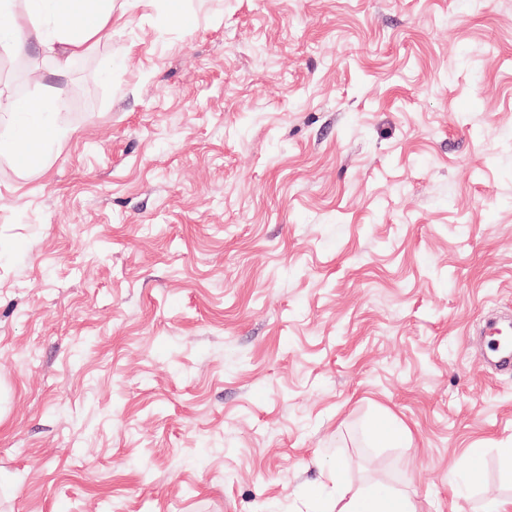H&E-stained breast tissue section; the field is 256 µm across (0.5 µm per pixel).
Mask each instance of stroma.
Masks as SVG:
<instances>
[{"mask_svg":"<svg viewBox=\"0 0 512 512\" xmlns=\"http://www.w3.org/2000/svg\"><path fill=\"white\" fill-rule=\"evenodd\" d=\"M0 153V512L512 500V0H123ZM41 108L34 112L28 101H16L0 104V124L6 123L13 128L10 138L0 136V149L10 150L23 157L27 162L40 159L54 149L58 142V131L43 112L45 103L39 100ZM501 331L502 334L498 332ZM506 327L493 328L488 336L489 351L498 359L502 367H511L512 363V347H510V340L506 336ZM336 512H415L404 496L363 487L349 497L336 487Z\"/></svg>","mask_w":512,"mask_h":512,"instance_id":"obj_1","label":"stroma"}]
</instances>
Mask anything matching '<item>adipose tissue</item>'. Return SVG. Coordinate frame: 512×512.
<instances>
[{
  "label": "adipose tissue",
  "mask_w": 512,
  "mask_h": 512,
  "mask_svg": "<svg viewBox=\"0 0 512 512\" xmlns=\"http://www.w3.org/2000/svg\"><path fill=\"white\" fill-rule=\"evenodd\" d=\"M25 15L17 17L13 0H0V46L18 55L43 52L57 76L69 71L72 60L103 38L115 16L113 0H24ZM8 124L10 137L0 136V149L25 160H37L54 149L58 131L44 112L31 103L0 105V124ZM336 512H412L404 496L363 487L337 494Z\"/></svg>",
  "instance_id": "adipose-tissue-1"
}]
</instances>
